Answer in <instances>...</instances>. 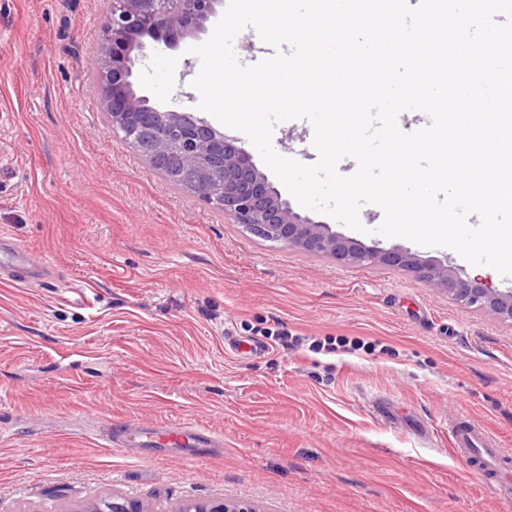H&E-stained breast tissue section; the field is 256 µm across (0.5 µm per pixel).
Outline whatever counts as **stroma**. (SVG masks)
<instances>
[{"label":"stroma","instance_id":"35a3bbf8","mask_svg":"<svg viewBox=\"0 0 512 512\" xmlns=\"http://www.w3.org/2000/svg\"><path fill=\"white\" fill-rule=\"evenodd\" d=\"M109 0H0V234L54 276L0 273V512H78L110 496L174 512H512L448 444L466 416L512 448V324L410 272L351 266L267 240L168 185L113 131L96 89ZM147 42L133 68L152 105L197 113L192 46ZM309 121L281 155L315 163ZM308 216L365 245L446 260L496 288L512 276L446 247ZM299 337L283 348L267 330ZM346 347L312 351L313 340ZM192 422L224 439L111 448L100 419ZM176 512H254L237 503L219 501V502H198L184 505Z\"/></svg>","mask_w":512,"mask_h":512}]
</instances>
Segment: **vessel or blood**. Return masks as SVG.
I'll return each instance as SVG.
<instances>
[{
    "label": "vessel or blood",
    "mask_w": 512,
    "mask_h": 512,
    "mask_svg": "<svg viewBox=\"0 0 512 512\" xmlns=\"http://www.w3.org/2000/svg\"><path fill=\"white\" fill-rule=\"evenodd\" d=\"M30 262L27 251L20 245L0 252V270L8 272L16 283H24ZM97 436L108 446L131 448L135 444L153 446L168 443L179 448H203L216 444L217 439L204 428L180 423L166 425L145 432L129 423L100 424ZM450 444L458 458L469 470L481 476L497 495L512 496V450L501 447L498 440L478 426L467 422H455L448 428Z\"/></svg>",
    "instance_id": "1"
}]
</instances>
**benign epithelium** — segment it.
Listing matches in <instances>:
<instances>
[{"label": "benign epithelium", "mask_w": 512, "mask_h": 512, "mask_svg": "<svg viewBox=\"0 0 512 512\" xmlns=\"http://www.w3.org/2000/svg\"><path fill=\"white\" fill-rule=\"evenodd\" d=\"M217 0H111L102 22L99 91L112 129L122 132L151 166L166 169L195 190V195L262 234L304 252L323 254L350 265L397 268L444 290L463 306L488 309L512 323V289L496 290L480 278L459 277L446 262H428L403 249L367 247L295 212L268 177L235 141L205 120L177 109H160L133 90V38L141 32L163 36L201 29ZM112 512H156L132 498L112 499ZM176 512H249L237 503L198 502Z\"/></svg>", "instance_id": "7a95c632"}]
</instances>
